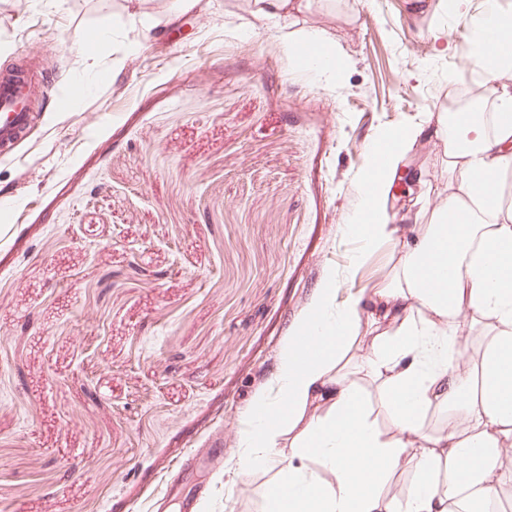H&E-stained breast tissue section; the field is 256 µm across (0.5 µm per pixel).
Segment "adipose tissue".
Returning a JSON list of instances; mask_svg holds the SVG:
<instances>
[{
    "label": "adipose tissue",
    "instance_id": "adipose-tissue-1",
    "mask_svg": "<svg viewBox=\"0 0 512 512\" xmlns=\"http://www.w3.org/2000/svg\"><path fill=\"white\" fill-rule=\"evenodd\" d=\"M479 58L491 83L489 112H441L431 128L448 157L451 192L401 244L399 266L369 300L319 288L299 334L282 351L271 391L238 435L240 472L270 478L263 512H480L512 482L499 461L512 443V14L483 11ZM304 69L330 77L336 46L317 28L284 42ZM415 131L378 133L380 163L366 177L350 233L373 248L394 240L391 179ZM382 325L361 367L382 389V432L348 366L364 318ZM480 353L460 361L478 323ZM440 428L424 430L429 412ZM288 444L281 452L280 444ZM414 479L388 486L403 459Z\"/></svg>",
    "mask_w": 512,
    "mask_h": 512
}]
</instances>
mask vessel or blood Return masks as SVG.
Listing matches in <instances>:
<instances>
[{
    "label": "vessel or blood",
    "mask_w": 512,
    "mask_h": 512,
    "mask_svg": "<svg viewBox=\"0 0 512 512\" xmlns=\"http://www.w3.org/2000/svg\"><path fill=\"white\" fill-rule=\"evenodd\" d=\"M52 80L33 60L0 71V150L11 147L37 119L43 110L40 88Z\"/></svg>",
    "instance_id": "1"
}]
</instances>
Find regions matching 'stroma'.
<instances>
[{"label":"stroma","instance_id":"1","mask_svg":"<svg viewBox=\"0 0 512 512\" xmlns=\"http://www.w3.org/2000/svg\"><path fill=\"white\" fill-rule=\"evenodd\" d=\"M484 2L258 20L249 0H0V70L35 56L63 79L0 153V512H261L267 474L235 465L248 407L318 288L368 296L393 271L396 244L346 227L372 137L420 129L406 162L447 196L428 118L487 85ZM292 24L335 42L333 80L283 49Z\"/></svg>","mask_w":512,"mask_h":512}]
</instances>
